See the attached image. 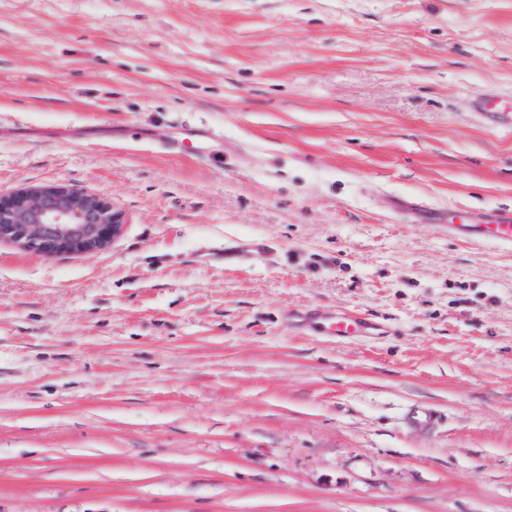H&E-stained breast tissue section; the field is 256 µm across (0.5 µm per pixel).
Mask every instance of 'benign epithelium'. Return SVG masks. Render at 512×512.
<instances>
[{"instance_id":"benign-epithelium-1","label":"benign epithelium","mask_w":512,"mask_h":512,"mask_svg":"<svg viewBox=\"0 0 512 512\" xmlns=\"http://www.w3.org/2000/svg\"><path fill=\"white\" fill-rule=\"evenodd\" d=\"M123 224L111 201L79 195L62 184L0 195V242L46 256L101 250Z\"/></svg>"}]
</instances>
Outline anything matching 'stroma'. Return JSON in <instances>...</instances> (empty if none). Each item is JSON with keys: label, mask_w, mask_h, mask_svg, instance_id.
I'll return each instance as SVG.
<instances>
[{"label": "stroma", "mask_w": 512, "mask_h": 512, "mask_svg": "<svg viewBox=\"0 0 512 512\" xmlns=\"http://www.w3.org/2000/svg\"><path fill=\"white\" fill-rule=\"evenodd\" d=\"M488 94L512 0H0V194L125 216L0 243V512H512V251L414 210L512 205ZM124 223L111 201L79 195L62 184L0 195V242L46 256L104 249ZM309 325L323 335L334 336L337 339H351L383 328L376 322L354 314L324 316L312 313L309 316Z\"/></svg>", "instance_id": "35a3bbf8"}]
</instances>
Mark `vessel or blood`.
I'll list each match as a JSON object with an SVG mask.
<instances>
[{
    "label": "vessel or blood",
    "instance_id": "1",
    "mask_svg": "<svg viewBox=\"0 0 512 512\" xmlns=\"http://www.w3.org/2000/svg\"><path fill=\"white\" fill-rule=\"evenodd\" d=\"M479 115L494 129H512V99L488 96L478 103ZM449 237L473 244H491L512 250V206L484 209L456 208L438 217ZM309 324L322 334L351 339L376 330L377 324L354 314H311Z\"/></svg>",
    "mask_w": 512,
    "mask_h": 512
}]
</instances>
